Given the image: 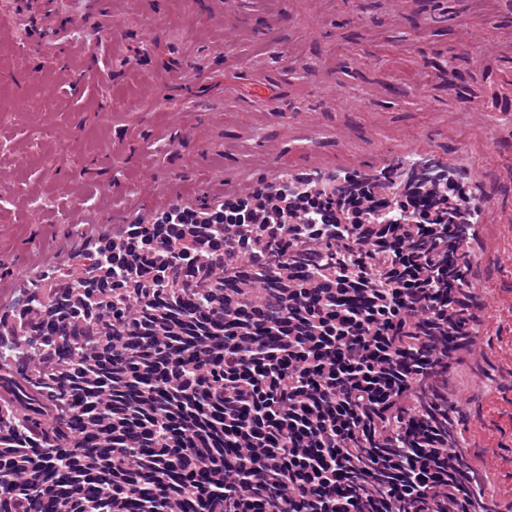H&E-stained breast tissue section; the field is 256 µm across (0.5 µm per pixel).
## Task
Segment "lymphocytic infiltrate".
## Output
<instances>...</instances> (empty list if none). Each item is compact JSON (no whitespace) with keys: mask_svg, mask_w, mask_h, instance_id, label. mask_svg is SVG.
I'll return each mask as SVG.
<instances>
[{"mask_svg":"<svg viewBox=\"0 0 512 512\" xmlns=\"http://www.w3.org/2000/svg\"><path fill=\"white\" fill-rule=\"evenodd\" d=\"M478 213L445 169L277 172L98 237L9 305L50 415L0 417V512H500L448 377Z\"/></svg>","mask_w":512,"mask_h":512,"instance_id":"lymphocytic-infiltrate-1","label":"lymphocytic infiltrate"}]
</instances>
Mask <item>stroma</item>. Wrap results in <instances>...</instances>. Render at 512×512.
Returning <instances> with one entry per match:
<instances>
[{
	"label": "stroma",
	"mask_w": 512,
	"mask_h": 512,
	"mask_svg": "<svg viewBox=\"0 0 512 512\" xmlns=\"http://www.w3.org/2000/svg\"><path fill=\"white\" fill-rule=\"evenodd\" d=\"M47 2L0 0V309L17 273L76 276L90 239L221 180L454 164L486 303L461 429L512 503V0L467 28L472 0Z\"/></svg>",
	"instance_id": "1"
}]
</instances>
